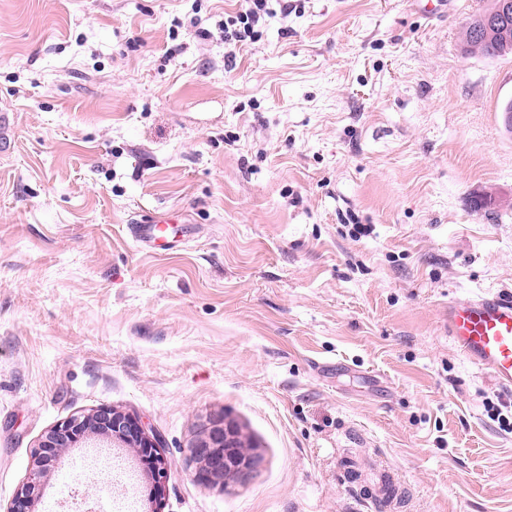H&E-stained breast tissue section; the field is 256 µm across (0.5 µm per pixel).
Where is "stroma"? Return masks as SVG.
<instances>
[{"mask_svg":"<svg viewBox=\"0 0 512 512\" xmlns=\"http://www.w3.org/2000/svg\"><path fill=\"white\" fill-rule=\"evenodd\" d=\"M449 2L291 0L231 59L243 0H0V512L103 406L170 463L158 506L112 447L132 512H393L377 468L404 512H512V390L448 337L453 300L512 295V57L465 54L489 0ZM157 220L178 248L134 240ZM219 416L258 459L222 489L188 452Z\"/></svg>","mask_w":512,"mask_h":512,"instance_id":"35a3bbf8","label":"stroma"}]
</instances>
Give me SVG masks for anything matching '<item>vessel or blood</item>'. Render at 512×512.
Listing matches in <instances>:
<instances>
[{
	"mask_svg": "<svg viewBox=\"0 0 512 512\" xmlns=\"http://www.w3.org/2000/svg\"><path fill=\"white\" fill-rule=\"evenodd\" d=\"M167 230L164 224H138L131 234L157 246ZM448 334L466 359L512 388V296L454 301L448 308Z\"/></svg>",
	"mask_w": 512,
	"mask_h": 512,
	"instance_id": "obj_1",
	"label": "vessel or blood"
}]
</instances>
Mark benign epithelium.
Here are the masks:
<instances>
[{"label":"benign epithelium","mask_w":512,"mask_h":512,"mask_svg":"<svg viewBox=\"0 0 512 512\" xmlns=\"http://www.w3.org/2000/svg\"><path fill=\"white\" fill-rule=\"evenodd\" d=\"M511 13L512 0H497L495 9L485 18V25L489 27ZM91 437L137 449L148 466L152 496L162 502L170 464L160 452L161 436L135 415L102 407L68 418L41 439L33 451V473L17 490L5 512H33L41 478L47 474L52 460ZM189 457L198 465L199 477L206 484L221 488L229 476L243 478L254 469L238 428L223 419L210 422L207 432L189 447Z\"/></svg>","instance_id":"benign-epithelium-1"}]
</instances>
